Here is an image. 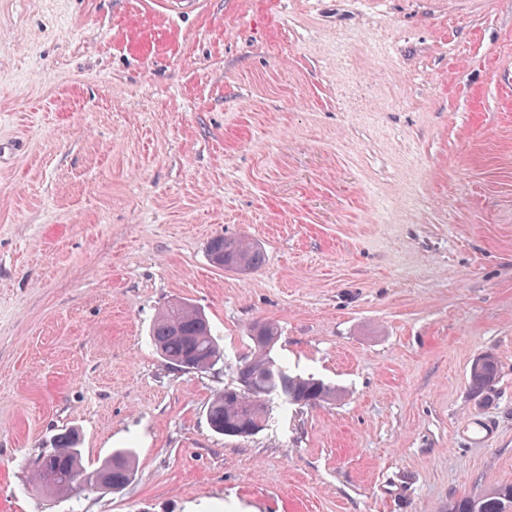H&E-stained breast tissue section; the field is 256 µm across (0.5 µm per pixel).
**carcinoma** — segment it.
<instances>
[{"mask_svg":"<svg viewBox=\"0 0 512 512\" xmlns=\"http://www.w3.org/2000/svg\"><path fill=\"white\" fill-rule=\"evenodd\" d=\"M216 254L224 257L226 267L256 268L261 264V249L243 240L224 237L212 240L210 255ZM152 339L163 358L181 369L190 363L194 371L202 372L211 368L213 359L221 353L206 315L186 302L173 303L160 314L153 326ZM277 339L278 328L269 322L263 323L258 336L251 337L254 356L238 368V385L224 388L208 408L207 420L213 432L226 437L245 434L244 408L257 400L266 402L276 398L288 401L291 406L306 407L336 398V388L323 380L289 373L271 355ZM497 374L498 365L492 356L476 359L470 369L472 388L477 392L489 389ZM98 471L107 474L112 489L125 488L134 476L132 452L113 451L112 459L105 461ZM90 475L92 472L81 464V449L70 432L56 438L54 452L43 457L38 466L41 486L61 495L93 491L77 483V478ZM448 512H512V486L453 500L448 503Z\"/></svg>","mask_w":512,"mask_h":512,"instance_id":"carcinoma-1","label":"carcinoma"}]
</instances>
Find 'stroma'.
Returning <instances> with one entry per match:
<instances>
[{"mask_svg":"<svg viewBox=\"0 0 512 512\" xmlns=\"http://www.w3.org/2000/svg\"><path fill=\"white\" fill-rule=\"evenodd\" d=\"M216 237L261 267L212 263ZM177 301L212 370L156 351ZM260 321L340 395L218 435ZM71 428L88 468L133 449L124 490L40 489ZM510 485L512 0H0V512H448ZM224 256V267L256 268L261 261V249L254 243L219 237L210 243L211 260ZM214 260V259H213ZM156 349L170 364L184 370L191 362L194 371L210 369L213 359L221 354L206 315L186 303L170 304L159 316L152 330ZM498 374L496 360L490 356H482L472 364L470 369V382L472 388L477 391H485L494 385Z\"/></svg>","mask_w":512,"mask_h":512,"instance_id":"1","label":"stroma"}]
</instances>
